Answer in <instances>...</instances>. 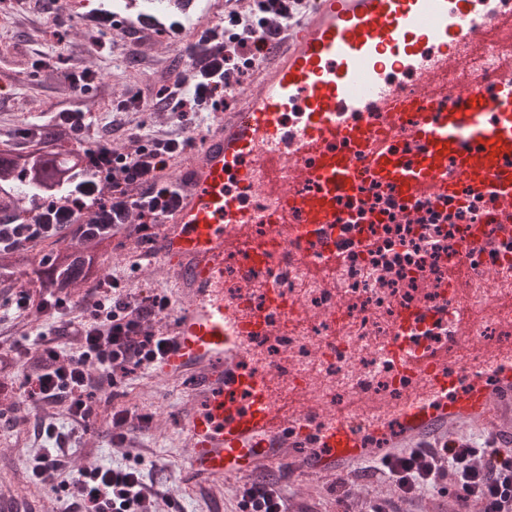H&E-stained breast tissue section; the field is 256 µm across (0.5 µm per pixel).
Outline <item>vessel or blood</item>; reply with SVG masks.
Masks as SVG:
<instances>
[{"instance_id":"vessel-or-blood-1","label":"vessel or blood","mask_w":512,"mask_h":512,"mask_svg":"<svg viewBox=\"0 0 512 512\" xmlns=\"http://www.w3.org/2000/svg\"><path fill=\"white\" fill-rule=\"evenodd\" d=\"M93 9L72 0L90 21L150 22L185 38L180 15L198 18L214 0H161L142 9ZM285 39L263 44L252 88L218 114L211 133L173 179L180 193L151 240L139 242L159 271L172 315L168 343L153 368L167 380H191L181 416L186 484L259 480L302 489L354 473L367 460V438L380 456L430 448L482 432L512 436V349L486 343L456 321L446 293L454 282L423 277L428 304L399 303L386 344L406 389L364 423L302 405L283 417L271 382L279 369L259 338L288 337L293 323L343 314L348 296L309 309L290 301L299 270L360 257L369 224L419 225L423 205L483 206L459 237L453 266L490 278L512 246V66L501 58L512 34V7L490 0H304ZM479 51L483 63L465 82L449 64ZM409 72L403 86L388 71ZM380 188L389 214L365 211ZM263 200L262 207L251 198ZM232 269L239 291L224 294ZM266 290L257 305L255 288ZM277 320H269L268 311ZM478 349L468 367L449 363L461 344Z\"/></svg>"}]
</instances>
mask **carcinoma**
I'll return each instance as SVG.
<instances>
[{
    "label": "carcinoma",
    "instance_id": "1",
    "mask_svg": "<svg viewBox=\"0 0 512 512\" xmlns=\"http://www.w3.org/2000/svg\"><path fill=\"white\" fill-rule=\"evenodd\" d=\"M42 150L0 149V214L26 220L20 203L35 207L38 201L66 190L83 175L81 155L66 146L70 135L59 125L39 129ZM110 242L87 236L78 228L46 248L0 251V286L9 290L35 289L41 294L70 296L91 288L106 277L105 255Z\"/></svg>",
    "mask_w": 512,
    "mask_h": 512
}]
</instances>
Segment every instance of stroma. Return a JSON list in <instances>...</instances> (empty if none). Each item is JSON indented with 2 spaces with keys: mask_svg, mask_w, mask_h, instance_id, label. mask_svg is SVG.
I'll return each mask as SVG.
<instances>
[{
  "mask_svg": "<svg viewBox=\"0 0 512 512\" xmlns=\"http://www.w3.org/2000/svg\"><path fill=\"white\" fill-rule=\"evenodd\" d=\"M67 0H8L0 6V140L18 138L20 130L44 123L63 109L86 112L87 137L112 126L110 106L133 88L160 85L163 77L182 72L188 59L184 44L168 40L147 28L128 35L88 23ZM46 59L59 78L40 79L32 65ZM88 69L95 82L85 92H74L66 73ZM110 270L121 271L123 286L131 293L148 286L160 289L156 271L143 267L131 243L115 245ZM81 298L57 332L50 318L32 311L0 323V339L25 340L49 331L51 345L70 355L79 354L81 338L76 328L84 313ZM189 381H166L135 370L120 380L122 404L149 413L142 430L133 432L123 447H113L105 421L91 426L90 437H78L66 459V473L103 466L140 464L158 502V512H236L237 485L217 488L186 487L181 466L186 449L178 435L180 411ZM54 442L33 432L17 435L0 423V512H68L63 492L27 483L37 457Z\"/></svg>",
  "mask_w": 512,
  "mask_h": 512,
  "instance_id": "35a3bbf8",
  "label": "stroma"
}]
</instances>
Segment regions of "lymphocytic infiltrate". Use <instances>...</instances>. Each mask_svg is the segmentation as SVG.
Returning <instances> with one entry per match:
<instances>
[{"label": "lymphocytic infiltrate", "mask_w": 512, "mask_h": 512, "mask_svg": "<svg viewBox=\"0 0 512 512\" xmlns=\"http://www.w3.org/2000/svg\"><path fill=\"white\" fill-rule=\"evenodd\" d=\"M243 12L237 0L224 11L223 25L209 28L192 45L190 66L165 82L154 97L133 93L118 111L149 112L163 108L177 124L201 123L205 112L223 96L246 68L256 67L267 35L265 11ZM175 138L156 137L147 125L134 129L116 123L109 135L84 146L86 172L50 206H37L32 220L0 224V247L25 248L72 224L89 233L118 235L130 216L142 224L161 223L176 200L166 170L183 150ZM458 213L429 209L419 227H406L407 238L430 242L433 252L453 238ZM120 276L94 289L80 326L82 349L64 358L55 348H42L40 368L27 376L25 393L33 399L66 403L72 417L86 420L94 411L99 391L116 384L130 368L148 369L161 356L165 339L145 330L143 321L159 317L168 301L159 296L120 294ZM63 463L54 451L44 453L31 471L40 485L60 483L71 500L69 512H149L146 476L136 467L97 466L61 480ZM371 498L355 494L344 479L326 492L349 512H512V448L490 438L419 455L406 450L396 466L384 467ZM459 487L445 499L444 487Z\"/></svg>", "instance_id": "1"}]
</instances>
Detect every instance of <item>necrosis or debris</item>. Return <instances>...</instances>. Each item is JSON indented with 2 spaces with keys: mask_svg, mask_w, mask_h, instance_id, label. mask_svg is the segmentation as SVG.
Masks as SVG:
<instances>
[{
  "mask_svg": "<svg viewBox=\"0 0 512 512\" xmlns=\"http://www.w3.org/2000/svg\"><path fill=\"white\" fill-rule=\"evenodd\" d=\"M376 270L367 260L351 263L339 279L347 295L357 298L356 307L345 315L315 323H297L289 342L295 351L296 364L303 371L323 376L324 397L343 406L353 395L361 377H369L375 389L393 394L391 365L383 355L384 344L393 332V308L400 300H419L418 291L397 288L381 289L374 285ZM512 291V261L498 267L494 279L475 276L467 280L464 300L479 310L498 303L503 293ZM334 338L340 343L335 355L319 358L310 352L313 342Z\"/></svg>",
  "mask_w": 512,
  "mask_h": 512,
  "instance_id": "4bbe7bcc",
  "label": "necrosis or debris"
}]
</instances>
